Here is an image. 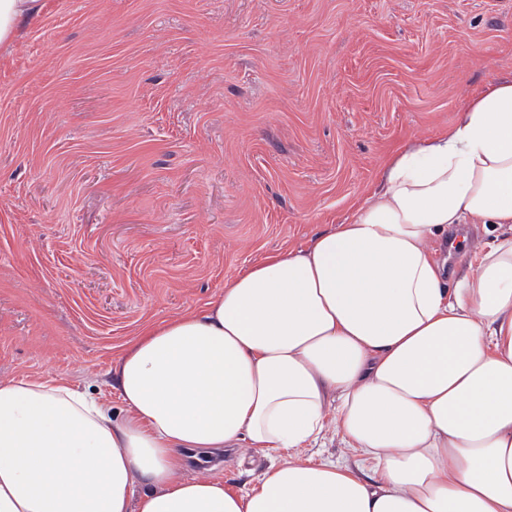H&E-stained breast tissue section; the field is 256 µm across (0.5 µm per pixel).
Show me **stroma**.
Listing matches in <instances>:
<instances>
[{
  "label": "stroma",
  "mask_w": 512,
  "mask_h": 512,
  "mask_svg": "<svg viewBox=\"0 0 512 512\" xmlns=\"http://www.w3.org/2000/svg\"><path fill=\"white\" fill-rule=\"evenodd\" d=\"M0 48V380L113 375L149 323L342 223L512 76V0H45ZM281 455L187 456L248 490Z\"/></svg>",
  "instance_id": "1"
}]
</instances>
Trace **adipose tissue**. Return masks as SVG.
I'll use <instances>...</instances> for the list:
<instances>
[{"instance_id": "obj_1", "label": "adipose tissue", "mask_w": 512, "mask_h": 512, "mask_svg": "<svg viewBox=\"0 0 512 512\" xmlns=\"http://www.w3.org/2000/svg\"><path fill=\"white\" fill-rule=\"evenodd\" d=\"M43 10L0 0V46ZM460 224L487 239L450 282L431 245ZM114 373L118 417L58 379L0 380V512H512V78L397 150L341 224L144 328ZM330 426L369 477L293 457ZM220 448L289 457L245 492L180 475Z\"/></svg>"}]
</instances>
